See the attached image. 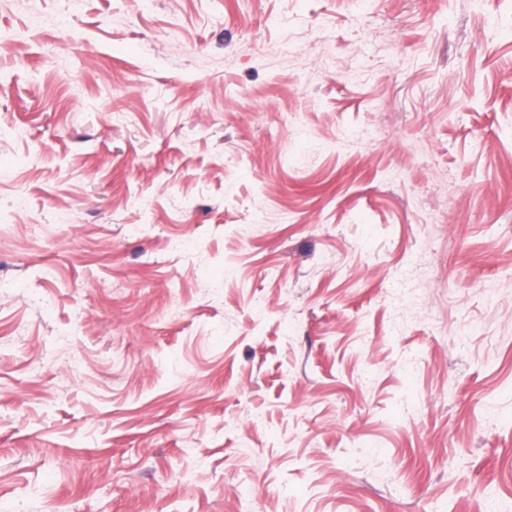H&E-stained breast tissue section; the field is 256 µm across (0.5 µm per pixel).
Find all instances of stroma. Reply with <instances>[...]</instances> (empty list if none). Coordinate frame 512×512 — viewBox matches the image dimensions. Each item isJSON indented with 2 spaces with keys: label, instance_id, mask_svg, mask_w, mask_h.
<instances>
[{
  "label": "stroma",
  "instance_id": "35a3bbf8",
  "mask_svg": "<svg viewBox=\"0 0 512 512\" xmlns=\"http://www.w3.org/2000/svg\"><path fill=\"white\" fill-rule=\"evenodd\" d=\"M0 512H512V0H0Z\"/></svg>",
  "mask_w": 512,
  "mask_h": 512
}]
</instances>
